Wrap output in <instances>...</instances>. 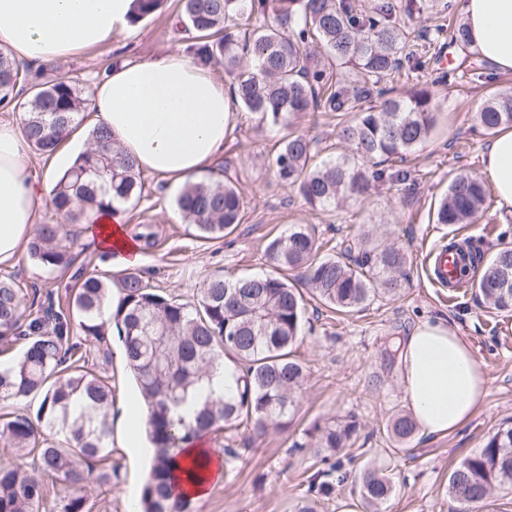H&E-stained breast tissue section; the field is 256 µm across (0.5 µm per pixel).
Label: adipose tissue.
Here are the masks:
<instances>
[{
	"label": "adipose tissue",
	"instance_id": "1",
	"mask_svg": "<svg viewBox=\"0 0 512 512\" xmlns=\"http://www.w3.org/2000/svg\"><path fill=\"white\" fill-rule=\"evenodd\" d=\"M135 0H0V46L15 57L49 63L107 43L135 17ZM470 46L512 74V0H459ZM89 124L144 174L178 187L214 171L236 119L235 93L181 53L113 64L91 91ZM17 120L0 121V264L17 262L56 184L55 167L33 169ZM499 208L512 211V130L501 131L482 155ZM97 247L125 266L141 259L123 214L83 219ZM399 385L425 436L450 434L470 421L485 398V370L452 321L425 320L399 347Z\"/></svg>",
	"mask_w": 512,
	"mask_h": 512
}]
</instances>
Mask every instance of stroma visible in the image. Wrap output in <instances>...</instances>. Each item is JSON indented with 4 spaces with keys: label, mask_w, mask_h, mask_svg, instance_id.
Here are the masks:
<instances>
[{
    "label": "stroma",
    "mask_w": 512,
    "mask_h": 512,
    "mask_svg": "<svg viewBox=\"0 0 512 512\" xmlns=\"http://www.w3.org/2000/svg\"><path fill=\"white\" fill-rule=\"evenodd\" d=\"M177 11V0H164L157 13L108 43L51 64L32 65L31 80L41 83L63 77L88 93L113 63L186 50L188 36L174 25ZM402 21L411 50L427 64L410 76L396 77L395 83L428 84L438 103L430 142L407 162L418 177L411 195H404L397 186H381L368 205L352 203L337 213L311 209L275 177L266 160L285 128L258 126L254 117L242 112L228 132L219 165L220 179L233 181L244 201L242 220L230 235L212 240L197 237L174 206L176 189L149 175L141 178V198L126 210L129 228L151 224L157 233L155 245L144 250L138 271L153 286L188 301L207 277L232 279L264 271L265 243L293 224L312 225L317 237L333 243L354 237L368 226L383 225L391 241L409 256V279L394 301L339 314L307 299L302 332L294 347L307 379L288 431L271 430L258 439L223 482L196 501L195 512H292L318 464L312 450L290 451L291 442L316 420L349 413L357 417L361 429L348 450V479L320 512H364L355 478L365 463L386 460L395 483L386 512H452L454 505L446 492L452 467L481 448L502 423L512 420V313L490 312L471 288L440 289L429 279L431 252L445 240L467 239L490 252L512 246V213L494 203L472 224L451 227L434 221V210L447 191L449 171L463 167L481 173V156L490 139L474 130L472 117L490 88L512 86V74L497 73L490 79L455 85L442 80V72L462 61L480 60L477 52L435 34L436 26L462 23L455 0H419L418 10ZM67 232L75 256L67 273H45L26 255L17 264L0 265V275L15 276L35 308L46 309L49 294L64 295L79 270L111 269L85 238L80 224H68ZM436 317L455 321L483 363L485 403L467 425L450 435H414L408 452L393 460L386 425L394 412L405 409L406 401L398 384V360L386 349L420 322ZM110 349L112 355L103 369L112 377L115 411L137 413L139 397L125 364L116 356L119 346L114 343ZM112 458L119 466L118 485L109 491L91 482L84 488L93 503L92 512H127L130 502L140 496L150 452L138 450L135 442L116 434Z\"/></svg>",
    "instance_id": "obj_1"
}]
</instances>
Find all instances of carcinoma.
<instances>
[{
	"label": "carcinoma",
	"instance_id": "1",
	"mask_svg": "<svg viewBox=\"0 0 512 512\" xmlns=\"http://www.w3.org/2000/svg\"><path fill=\"white\" fill-rule=\"evenodd\" d=\"M178 24L203 66L224 68L238 107L262 124L290 128L273 147L270 166L311 208L339 212L348 203L366 204L380 185L412 183L404 168L412 153L430 139L437 104L424 84L404 90L382 83L411 63L407 38L395 5L381 0H180ZM323 49L336 65L327 76L318 59ZM29 72L13 54L0 49V109H20L30 149L49 156L73 126L83 120L88 99L66 78L36 83L22 102L16 88ZM377 96L378 106H365ZM334 112L336 142L319 164L306 136L291 130L310 113ZM475 124L488 134L512 127V87L491 91ZM94 147L82 152L57 181L51 206L77 220L88 210L103 211L141 197L134 161L114 149L108 133L90 132ZM489 190L465 169L450 172L448 190L435 223L471 224L485 211ZM197 235L218 239L242 220L243 197L225 181L189 182L175 199ZM387 232H364L321 254L326 243L306 224L267 241L266 271L233 281L206 279L196 302L155 288L138 272L94 271L80 276L68 292L67 309L40 315L24 304L23 289L0 276V339L21 346L13 363L0 366V438L20 458L36 459L37 472L0 466V512H53L49 482L82 489L90 481L112 491L118 466L112 462V378L90 360L92 350L109 358L117 337L147 417L145 433L155 448L153 463L133 512H194V497L178 490V473L194 482L209 465L205 458L181 466L184 450L198 438L224 431L282 428L304 385L305 368L292 346L303 327L301 284L339 313L398 297L407 279V253L384 240ZM27 252L38 266L66 271L71 245L63 224H40ZM481 268L471 288L491 310L512 313V247L490 256L471 252ZM118 302L112 303V292ZM234 362L236 391L201 397L199 386ZM40 396L31 413L26 401ZM196 401L189 417L180 414ZM350 416L313 426V448L326 467L309 476L294 512H318L348 478L336 451L357 437ZM394 444L390 457L404 451L416 433L412 418L393 414L386 426ZM512 490V425L499 427L479 451L465 456L448 477V498L479 512L494 492ZM394 487L389 466L369 464L361 472L359 494L368 512H383Z\"/></svg>",
	"mask_w": 512,
	"mask_h": 512
}]
</instances>
